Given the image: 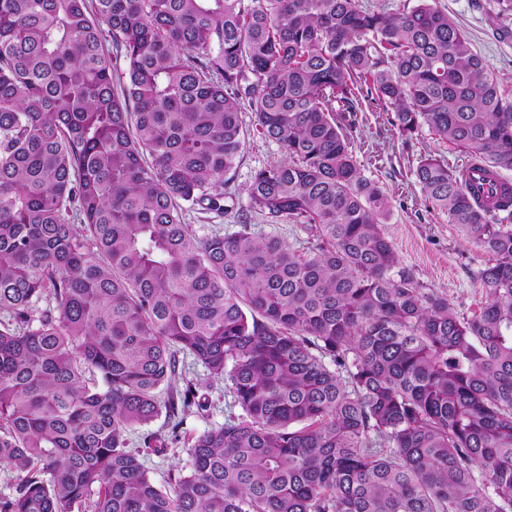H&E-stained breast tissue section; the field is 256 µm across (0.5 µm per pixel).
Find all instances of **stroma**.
Instances as JSON below:
<instances>
[{
  "instance_id": "1",
  "label": "stroma",
  "mask_w": 512,
  "mask_h": 512,
  "mask_svg": "<svg viewBox=\"0 0 512 512\" xmlns=\"http://www.w3.org/2000/svg\"><path fill=\"white\" fill-rule=\"evenodd\" d=\"M439 7L463 29L488 66L506 84H512V41L501 42L492 34L488 16L476 6V0H437ZM352 148L366 176L379 180L391 198V211L383 225L402 263L412 269L425 287L446 293L452 308L461 316H471L485 301L479 286V274L490 257L456 224L433 211L426 202L414 174L423 155H446L449 164L462 163L459 153L448 151L429 135L419 136L403 145L383 113L363 107L355 117ZM279 147L258 133H250L241 161L232 171L234 185L240 191L241 206H248L246 189L255 171L281 161ZM184 380L197 389L198 405L182 413L181 436L170 442L164 455L143 450L149 474L164 482L168 473L189 465L186 438L222 424L225 417L238 413L224 378L214 376L202 365L186 360Z\"/></svg>"
}]
</instances>
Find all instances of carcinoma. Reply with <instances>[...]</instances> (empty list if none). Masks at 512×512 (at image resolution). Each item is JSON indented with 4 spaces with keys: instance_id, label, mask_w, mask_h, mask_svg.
<instances>
[{
    "instance_id": "1",
    "label": "carcinoma",
    "mask_w": 512,
    "mask_h": 512,
    "mask_svg": "<svg viewBox=\"0 0 512 512\" xmlns=\"http://www.w3.org/2000/svg\"><path fill=\"white\" fill-rule=\"evenodd\" d=\"M477 7L512 39V0ZM364 102L512 170V85L435 0H0V512H512V187L479 205L444 156L416 166L494 257L465 318L381 228ZM245 111L284 159L244 212ZM195 208L240 229L200 238ZM188 357L241 413L159 485L131 434L195 403ZM252 228L258 234L277 235L293 248L298 249L304 234L293 224H263L260 219L252 221Z\"/></svg>"
}]
</instances>
